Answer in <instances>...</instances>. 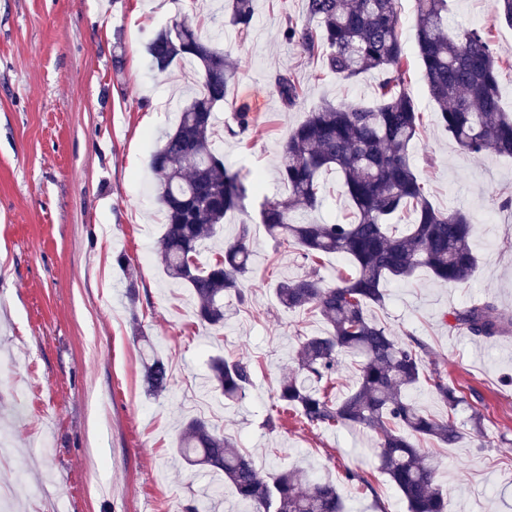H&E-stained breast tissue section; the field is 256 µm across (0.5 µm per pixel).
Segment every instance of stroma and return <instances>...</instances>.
Segmentation results:
<instances>
[{
    "label": "stroma",
    "instance_id": "35a3bbf8",
    "mask_svg": "<svg viewBox=\"0 0 512 512\" xmlns=\"http://www.w3.org/2000/svg\"><path fill=\"white\" fill-rule=\"evenodd\" d=\"M225 0H0V431L11 455L0 460V492L25 483L13 512H239L222 474L188 466L179 426L202 417L250 454L262 474L300 469L338 486L353 512H406L379 469L377 433L367 427H309L282 414L267 418L278 381L290 374L300 341L326 332L309 311L281 308L282 279L317 273L335 283L348 270L333 255L310 263L280 251L258 225L260 205L285 197L278 179L292 127L326 102L374 99L380 76L347 81L325 72L282 38L285 16L306 21L303 0H255L246 38L223 24ZM497 0H448L451 28L491 32L494 51L512 61V26L496 18ZM410 82L424 126L410 148L413 171L429 200L466 213L479 258L469 283L439 285L424 268L385 286V303L368 313L398 340L429 346L441 374L466 402L455 421L466 434L452 448L434 445L448 512H512V331L490 340L455 328L453 309L493 302L512 314V159L462 152L439 126L414 41L415 0H395ZM189 21L228 51L237 79L215 109L213 148L245 179L262 174L258 196L229 214L221 237L251 223L254 261L242 279L244 305L225 298L221 329L203 327L189 288L171 281L157 257L165 217L156 200L150 158L196 80L194 63L158 71L148 40ZM292 72L303 89L285 109L276 74ZM254 117L252 132L230 135L233 107ZM325 200L300 222L342 220L348 203L333 172L323 173ZM125 252L129 263L117 267ZM139 291L130 306L128 283ZM153 350L170 369L158 398L145 391L142 354ZM251 364L253 385L232 402L210 382L213 357ZM481 414L484 435L469 437ZM363 472L372 490L343 481Z\"/></svg>",
    "mask_w": 512,
    "mask_h": 512
}]
</instances>
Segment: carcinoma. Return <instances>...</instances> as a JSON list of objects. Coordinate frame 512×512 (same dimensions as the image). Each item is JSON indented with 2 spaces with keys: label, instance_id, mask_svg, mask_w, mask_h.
<instances>
[{
  "label": "carcinoma",
  "instance_id": "cac0c4a2",
  "mask_svg": "<svg viewBox=\"0 0 512 512\" xmlns=\"http://www.w3.org/2000/svg\"><path fill=\"white\" fill-rule=\"evenodd\" d=\"M226 21L240 38L248 36L254 19L253 0H229ZM306 15L316 25L289 17L282 37L301 53L321 60L324 70L354 80L381 75L376 98L335 106L325 103L308 113L288 135L279 178L288 195L266 201L260 223L283 250L306 260L326 254L347 259L353 271L333 286L314 275L276 285L279 304L288 310H311L327 324L323 335L307 336L296 354V368L275 391L276 406L293 411L311 427L363 425L380 435V469L404 500L407 512H447L448 499L437 482L441 461L420 446L432 440L452 446L462 438L455 422L465 402L461 390L431 368L429 350L417 338L407 342L369 317L370 305L381 306L384 286L404 280L419 268L442 284L468 282L478 258L471 247L473 226L460 210L433 206L409 160L422 117L406 89L405 52L394 0H305ZM448 0H417L415 43L437 121L465 152L478 157L488 150L512 156V114L499 107V74L504 61L482 30L448 32ZM154 67L177 60L196 63L202 90L179 111L174 128L152 155L157 201L165 226L157 253L167 277L190 289L201 325L224 326V297L244 303L242 278L252 256L251 225L243 222L233 240L204 265L198 256L204 243L218 235L227 214L243 207L246 184L224 158L212 150L214 109L228 101L235 72L229 55L189 24L165 27L147 43ZM277 93L288 109L299 104L301 91L290 73L274 77ZM227 132L243 137L253 127L251 112L234 109ZM336 171L351 208L343 224L300 223L299 209L314 210L324 199L320 176ZM412 216L405 234L392 229L402 212ZM455 326L473 337L500 335L509 318L490 301L451 312ZM358 358L357 387L341 400L329 397L340 360ZM211 380L228 399L245 398L252 385L249 366L240 360L215 358ZM422 380L432 381L448 408L438 419L422 411L408 391ZM168 365L159 357L143 359V382L154 396L169 386ZM180 454L193 467L224 474L238 497L254 512H351L336 484L312 482L302 470L280 472L269 481L253 461L202 418L182 426Z\"/></svg>",
  "mask_w": 512,
  "mask_h": 512
}]
</instances>
